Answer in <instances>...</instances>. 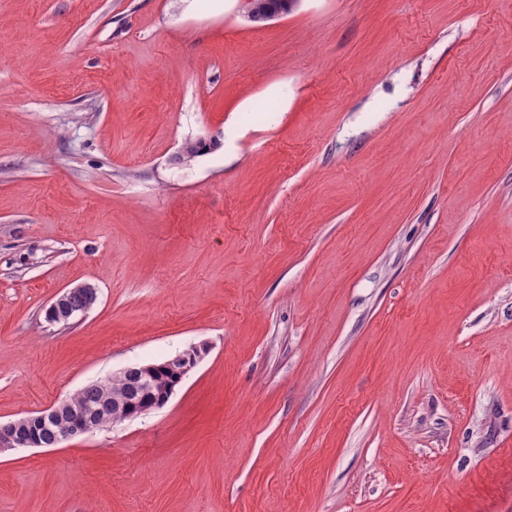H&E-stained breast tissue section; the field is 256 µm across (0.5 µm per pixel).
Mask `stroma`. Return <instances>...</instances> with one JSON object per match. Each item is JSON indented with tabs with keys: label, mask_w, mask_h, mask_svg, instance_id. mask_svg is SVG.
Returning a JSON list of instances; mask_svg holds the SVG:
<instances>
[{
	"label": "stroma",
	"mask_w": 512,
	"mask_h": 512,
	"mask_svg": "<svg viewBox=\"0 0 512 512\" xmlns=\"http://www.w3.org/2000/svg\"><path fill=\"white\" fill-rule=\"evenodd\" d=\"M0 43V423L202 350L0 454V512H512V0H0ZM87 289H91L89 294L91 295V301H96L97 292L90 285H81L72 289H69L62 294L58 295L54 301L50 304L47 314L55 319L70 321L77 318H82L87 310L90 308V305L85 306L83 308H72L67 305L68 298L71 294L77 292H85ZM85 302V294L77 293L72 295L69 298V304L71 306H80ZM201 356L200 349L196 347L179 353L161 363H149L139 365L137 368L125 367L116 374L126 373L128 371H137L140 375L142 385L145 390H151L155 385L157 369L163 366L167 370L175 373L178 382L169 386L158 405L163 406L168 402L174 392L175 386L179 385L194 368ZM139 377L135 372L123 374L120 377L112 376L106 383H94L85 386L77 393L61 401L64 404H78L96 409L100 427L114 425L128 420L136 419L143 413L136 412L133 409V400H144L146 397L143 391ZM133 398L123 403H117L112 407L114 401ZM157 405V406H158ZM112 413V416H111Z\"/></svg>",
	"instance_id": "obj_1"
}]
</instances>
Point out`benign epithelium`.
I'll return each instance as SVG.
<instances>
[{
    "label": "benign epithelium",
    "instance_id": "benign-epithelium-1",
    "mask_svg": "<svg viewBox=\"0 0 512 512\" xmlns=\"http://www.w3.org/2000/svg\"><path fill=\"white\" fill-rule=\"evenodd\" d=\"M238 2L243 16L251 22L268 21L280 16V13L273 9L266 10L263 16L258 15L255 9V0H238ZM86 290L90 291L91 300L97 299L96 289L81 285L58 295L50 304L47 314L52 318L65 321L83 317L88 307L72 308L67 305V302L71 294ZM200 356L201 351L194 347L160 364H143L135 368V371L139 373L142 385L148 391L155 385V377L159 367L162 366L175 373L178 381L181 382L194 368ZM140 416H142V413L133 409V401L131 400H126L112 407V423L114 424L133 420ZM32 419L36 420L41 428L52 431V439H42L40 435L32 433L28 428V422ZM32 419L24 416L7 425L0 426L1 452L16 448L56 445L68 439L92 434L99 429L94 413L80 406L54 405L38 412Z\"/></svg>",
    "mask_w": 512,
    "mask_h": 512
}]
</instances>
